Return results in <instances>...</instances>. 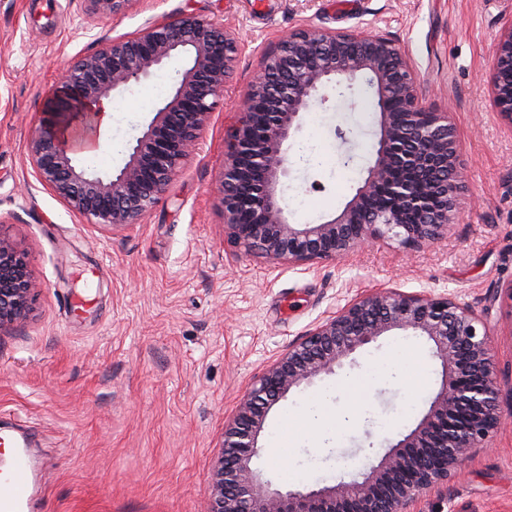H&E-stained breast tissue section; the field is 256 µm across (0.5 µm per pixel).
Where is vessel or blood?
Returning a JSON list of instances; mask_svg holds the SVG:
<instances>
[{
    "instance_id": "1",
    "label": "vessel or blood",
    "mask_w": 512,
    "mask_h": 512,
    "mask_svg": "<svg viewBox=\"0 0 512 512\" xmlns=\"http://www.w3.org/2000/svg\"><path fill=\"white\" fill-rule=\"evenodd\" d=\"M11 453L0 466V512H31L37 475L26 441L0 435Z\"/></svg>"
}]
</instances>
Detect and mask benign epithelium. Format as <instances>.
Returning <instances> with one entry per match:
<instances>
[{
	"label": "benign epithelium",
	"mask_w": 512,
	"mask_h": 512,
	"mask_svg": "<svg viewBox=\"0 0 512 512\" xmlns=\"http://www.w3.org/2000/svg\"><path fill=\"white\" fill-rule=\"evenodd\" d=\"M93 14L114 15L130 0H84ZM239 51L224 23L197 15L150 18L134 34L80 57L41 113L29 145L39 183L91 224H139L199 145ZM184 56L171 92L123 166L101 175L81 166L65 134L95 123L99 107ZM512 64V25L495 48V103L501 64ZM365 78L381 117L372 165L339 217L291 224L280 195L288 140L322 91ZM456 129L419 94L410 59L383 33L354 35L304 25L264 52L224 151L219 204L231 243L266 262L307 264L343 258L378 238L419 248L447 236L461 188ZM384 194L383 208L369 201ZM36 289L25 256L0 237V328L25 318ZM426 339L440 360L439 389L416 426L370 465L332 486L272 490L252 467L268 413L292 390L313 385L392 331ZM489 329L450 296L365 293L347 303L252 383L224 425L212 473L209 512H417L423 493L448 486L474 448L487 446L502 419Z\"/></svg>",
	"instance_id": "1"
}]
</instances>
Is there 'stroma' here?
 Instances as JSON below:
<instances>
[{"instance_id":"35a3bbf8","label":"stroma","mask_w":512,"mask_h":512,"mask_svg":"<svg viewBox=\"0 0 512 512\" xmlns=\"http://www.w3.org/2000/svg\"><path fill=\"white\" fill-rule=\"evenodd\" d=\"M223 21L240 43L224 97L188 158L142 223H86L36 180L28 144L68 66L152 17ZM512 0H130L114 16L84 0H0V237L24 254L37 284L33 311L0 329V426L31 438L44 484L35 512H208L225 423L251 382L289 345L355 297L379 289L448 295L486 320L502 391L512 390V321L501 291L512 284V125L493 102L495 45ZM314 25L382 32L410 58L426 102L448 113L465 178L447 237L420 249L380 239L340 259L270 265L233 247L217 205L224 139L268 45ZM363 82L304 114L290 140L282 194L288 218L319 224L340 215L365 175L380 116ZM140 86L112 102L89 168H120L154 106ZM345 131L338 139L337 131ZM399 332L361 349L341 376L292 391L269 413L255 461L281 490L331 486L350 458L375 464L417 424L407 412L409 372L441 366L423 339L407 372L375 377L345 426L301 430L302 402L328 393L329 409L391 357ZM287 456L291 472L278 458ZM420 512H512V418L473 449L445 495Z\"/></svg>"}]
</instances>
